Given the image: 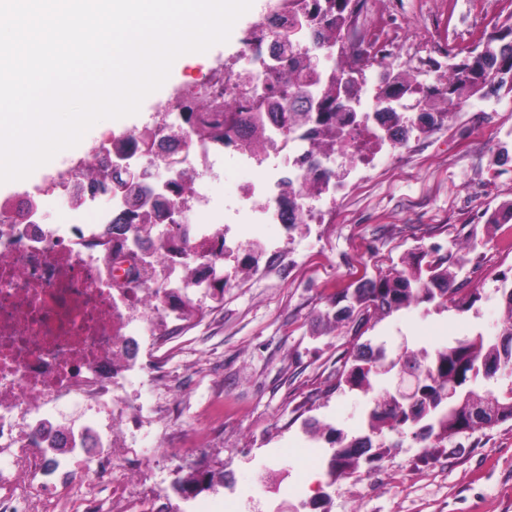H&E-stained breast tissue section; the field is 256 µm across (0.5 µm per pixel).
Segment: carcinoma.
Masks as SVG:
<instances>
[{
  "mask_svg": "<svg viewBox=\"0 0 512 512\" xmlns=\"http://www.w3.org/2000/svg\"><path fill=\"white\" fill-rule=\"evenodd\" d=\"M301 2L305 25L323 32L326 39L341 37L348 24L347 0ZM330 70L319 90L315 112L304 109L306 95L295 85L294 79L285 75L280 77V98L288 103L283 128L290 133L305 129L314 137L308 154L313 159L319 153L325 156L334 153L336 141L356 127L358 117V113L346 111L341 101V90L347 86L344 65L334 64ZM391 82L395 95L410 101L412 108L419 109L417 121L423 127H438L448 119L449 113L440 107L442 103L458 105L487 87L495 92L506 87L512 93V15L487 37L481 50L474 49L448 66V78L442 86L419 82L409 70L391 73ZM184 101L185 112L181 113L179 122L160 123L145 129L140 133L142 146H148L163 130L171 132L173 139H179L184 124L191 127L194 135L224 144L228 137L224 121L205 118L207 112L222 109L224 105L216 106L193 96L184 97ZM267 117L274 118V113L250 112L242 124L245 143L254 151L266 146ZM375 117L379 128L386 127L395 133L405 131L409 122L404 113L396 111L377 112ZM334 178L335 170L320 168L309 194L318 195L327 190ZM282 201L288 204V219L292 224L304 223L296 190L288 189ZM126 226L133 229L137 237H148L156 228V218L151 212L134 209L128 222L119 219L112 222L105 238ZM162 235L173 249L183 252L193 248L189 229L181 224H170ZM481 245L483 242L473 237L466 247L455 252L443 253L436 246L421 250L417 261L405 262L399 269L365 279L351 291L344 290L332 302L336 307L332 320L338 323L356 317L368 322L379 314L389 315L421 304H432L439 310L450 306L461 312L469 310L479 296L466 291L459 275L467 255ZM507 281L508 276L502 275L504 326L495 340H487L478 334L439 347L432 354L406 349L394 358L387 356L382 345L376 348L369 342L356 345L344 361L338 382L368 392L372 389L373 377L408 371L417 377L418 386L411 404L390 392L376 397L368 414L367 434L352 438L341 433L335 435L332 444L337 453L331 456L327 466L330 483L355 472L363 461L381 460L393 449L402 447L407 437L414 442L432 440L434 447L439 448L462 434L512 421V383L482 393L467 388V383L478 377H488L490 368L512 372V287H507ZM342 301L347 305L340 308L338 304ZM222 485L224 470L199 467L177 482L179 491L194 494Z\"/></svg>",
  "mask_w": 512,
  "mask_h": 512,
  "instance_id": "1",
  "label": "carcinoma"
}]
</instances>
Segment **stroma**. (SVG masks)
<instances>
[{"label":"stroma","mask_w":512,"mask_h":512,"mask_svg":"<svg viewBox=\"0 0 512 512\" xmlns=\"http://www.w3.org/2000/svg\"><path fill=\"white\" fill-rule=\"evenodd\" d=\"M239 18L227 42L189 66L182 80L143 101L137 114L105 120L102 129L62 153L54 166L0 189V203L34 201L46 223L59 224L68 205L51 176L84 159L113 135L153 123L174 93L193 90L207 68L233 64L243 31L268 0ZM512 14V0H359L357 23L342 33L345 55L377 41L427 83L448 76L449 54L474 46ZM448 123L411 132L409 149L382 158L361 178L343 177L335 198H320L317 224H231L244 208L237 185L256 178L235 153L207 177L233 255L223 299L202 302L196 317L168 323L165 336L141 349L129 388L132 413L152 459L140 486L165 512H512V422L457 437L443 448L408 442L373 468L330 483V444L304 429L314 418L348 436L363 434L373 394L394 390L393 376L372 393L339 385V372L359 338L434 350L502 326L498 276L512 269V223H486L484 212L512 200V96H476L452 106ZM483 240L461 276L481 298L466 312L411 307L379 321H324L337 292L364 274L400 266L419 249L459 248ZM262 254H254V246ZM223 465L222 490L185 498L174 487L200 464ZM90 499L112 512L111 481L54 490L49 512H71Z\"/></svg>","instance_id":"obj_1"}]
</instances>
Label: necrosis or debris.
Segmentation results:
<instances>
[{"label":"necrosis or debris","instance_id":"obj_1","mask_svg":"<svg viewBox=\"0 0 512 512\" xmlns=\"http://www.w3.org/2000/svg\"><path fill=\"white\" fill-rule=\"evenodd\" d=\"M294 0L267 12L255 32L244 33L239 54L248 72L227 67L206 74L197 93L209 100L245 102L248 90L276 101L277 78L289 70V57L334 52L317 34L301 29ZM263 152L245 147L237 135L224 144L189 137L175 156L182 168L212 171L221 151L238 154L242 167L260 170L258 179L239 187L248 208L234 221L283 224L278 200L285 187L305 190L313 170L301 158L311 149L302 133L283 132L268 123ZM127 203L113 198L111 212L71 206L65 224L45 228L38 219L19 223L0 206V455L10 467L0 477L26 489L40 481L83 477L82 457L89 445L99 453L98 478L117 479L113 512H147L132 494L142 464L134 448L116 441L137 431L136 420L117 403L135 355L149 341L157 316H177L178 300L205 294L211 265L206 251L195 261L170 252L164 238L136 239L121 232L120 247L105 249L102 234ZM177 272L175 283L156 287L159 268ZM64 402L84 405L80 426L59 428L53 411Z\"/></svg>","mask_w":512,"mask_h":512}]
</instances>
